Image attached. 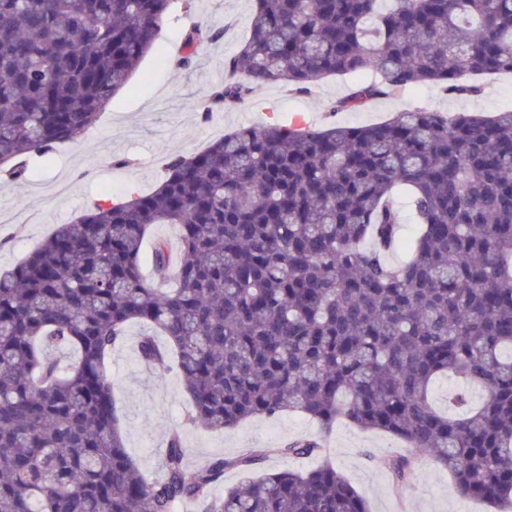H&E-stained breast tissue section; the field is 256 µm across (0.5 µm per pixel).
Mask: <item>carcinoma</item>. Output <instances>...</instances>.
Here are the masks:
<instances>
[{"instance_id":"carcinoma-1","label":"carcinoma","mask_w":512,"mask_h":512,"mask_svg":"<svg viewBox=\"0 0 512 512\" xmlns=\"http://www.w3.org/2000/svg\"><path fill=\"white\" fill-rule=\"evenodd\" d=\"M175 0H0V171L93 126L159 38ZM221 31L195 26L175 64L189 69ZM228 77L199 103L236 106L253 89L306 92L327 76L376 75L331 111L419 83L475 96L468 78L512 73V0H255ZM410 200L412 234L394 195ZM155 224H175V288L143 274ZM399 251L391 265L385 255ZM170 253L154 244L164 276ZM143 323L140 358L173 356L189 421L233 429L302 414L344 418L432 455L464 499H512V109L491 116L399 112L369 126L242 127L174 159L162 188L94 206L0 273V512H370L329 461L261 474L220 497L227 470L265 453L218 457L193 472L173 433L151 481L127 452L108 364ZM166 338L160 348L155 336ZM66 347V365L47 354ZM467 391L438 410L433 383ZM282 452H323L312 439ZM393 483L412 460L388 461Z\"/></svg>"}]
</instances>
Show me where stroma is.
<instances>
[{"label": "stroma", "instance_id": "35a3bbf8", "mask_svg": "<svg viewBox=\"0 0 512 512\" xmlns=\"http://www.w3.org/2000/svg\"><path fill=\"white\" fill-rule=\"evenodd\" d=\"M252 8V0H192L189 11L176 12L165 22L157 50L142 59L93 128L56 145L26 180L0 176V212H28L27 222L0 223V271L11 269L58 225L75 221L95 204L152 192L174 157L192 156L228 132L268 123L273 116L283 120L306 112L319 128L369 125L418 109L491 115L512 108V75L503 74L484 79V89L476 96L453 97L435 85L418 84L358 109L333 113L331 103L348 96L356 79L331 76L305 93L280 84L256 88L245 105L217 107L209 120H200L196 104L213 87L225 58L239 51ZM197 23L223 31V38L202 44L190 69L165 63L164 55L181 47L186 31ZM141 332L140 325L129 327L123 343L112 352L110 376L126 448L151 477H160L162 453L174 432L183 438L191 471L247 448L266 449L263 472L307 470L315 466V459L293 458L282 449L295 440L317 437L333 465L366 499L370 512H488L483 503L458 497L447 471L424 453L414 456L411 487L397 493L386 462L406 454L407 448L386 433L362 431L340 421L324 436L315 423L298 415L255 416L224 431L191 425L180 375L141 360Z\"/></svg>", "mask_w": 512, "mask_h": 512}]
</instances>
